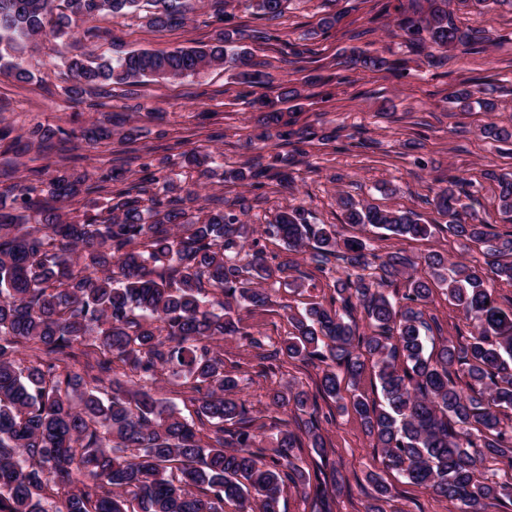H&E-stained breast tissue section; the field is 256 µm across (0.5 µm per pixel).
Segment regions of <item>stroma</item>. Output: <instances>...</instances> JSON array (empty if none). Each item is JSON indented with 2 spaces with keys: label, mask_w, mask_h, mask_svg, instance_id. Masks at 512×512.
I'll return each mask as SVG.
<instances>
[{
  "label": "stroma",
  "mask_w": 512,
  "mask_h": 512,
  "mask_svg": "<svg viewBox=\"0 0 512 512\" xmlns=\"http://www.w3.org/2000/svg\"><path fill=\"white\" fill-rule=\"evenodd\" d=\"M398 6L399 0H291L284 16L276 21V42L251 47L252 58L264 62L266 72L277 78H293L290 65L281 60L278 40L297 42L315 30L329 13L341 19L314 46L322 58L333 60L353 47L349 33L366 27L381 4ZM457 17L462 24H477L496 38L485 52L468 55L448 68L428 66L413 54L395 27H378L368 41L372 50L389 58L406 59L411 77L398 79L385 71L358 66L319 71L320 81L301 84L302 127L318 133L336 132V140L312 146L306 162L289 166L290 182L270 183L262 189L243 184L216 187L217 195L233 199L237 194L260 196L249 214L257 229H264L275 212L289 204L303 205L317 224L336 225L345 236L368 239L377 251L401 252L412 258L436 251L445 257L465 256L478 260L477 250L462 251L460 241L448 232L427 239H408L370 226L344 224L340 194L366 200L383 209L412 211L422 223L439 224L443 218L432 203L437 178L457 175L471 183L473 211L493 226L494 232L512 233V221L497 210L494 185L483 177L484 170L512 173V145L485 138L482 127L490 121L512 118V9L493 6L484 10L464 8ZM111 41H99L98 52L113 54L115 49H164L196 46L210 42L215 26L196 20L182 28L157 31L132 16L114 18ZM71 46L61 42L28 45L21 58L34 74L27 83H14L0 77V122L11 125L15 134H26L34 126L72 130L78 124L102 120L122 111L127 99L122 89L99 100L84 96L75 101L64 93L69 80L61 58ZM480 78L497 101L494 113L475 108L468 112L453 108L450 92L460 83ZM251 90L236 83L223 69L210 70L200 78L176 81H150L139 89L143 113L133 114L135 125L143 129L135 142L122 145L106 142L95 146L84 143L61 144L52 139L50 149L23 155L15 175L24 179L31 169L77 163L92 173L115 168L119 154L131 159L124 168L127 182L141 176L140 165L147 162L159 172L167 157V147L175 140L187 148L222 154L225 165L243 166L257 161L260 151L254 139V117L249 106ZM331 290L320 273L308 272L305 286L297 292L276 289L271 306L245 316L252 330L279 342L288 334V312L309 302L328 300ZM224 365L241 364L249 380L245 399L249 408L265 410L269 393L286 382L315 392L319 369L309 363L287 361L281 370L259 371L255 360L236 338L223 342ZM319 425L328 452L318 456L310 444H303L296 455L307 471L323 467L325 473L340 471L346 486L330 493V512H366L374 494L369 473H376L392 488L386 512H456L454 504L436 496L430 489L407 483L395 472L383 468L381 454L373 448L353 407L338 408L329 398H318Z\"/></svg>",
  "instance_id": "35a3bbf8"
}]
</instances>
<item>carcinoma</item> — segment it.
Here are the masks:
<instances>
[{
  "label": "carcinoma",
  "mask_w": 512,
  "mask_h": 512,
  "mask_svg": "<svg viewBox=\"0 0 512 512\" xmlns=\"http://www.w3.org/2000/svg\"><path fill=\"white\" fill-rule=\"evenodd\" d=\"M291 0H243L266 21L279 19ZM469 0H408L392 22L408 46L442 67L453 58L478 54L495 37L479 25L457 22L452 4ZM231 0H208L214 38L170 51L131 50L113 58L93 49L65 61L71 85L65 94L112 96L116 85L130 95L152 79L199 77L222 67L247 87L267 85L269 73L248 62L245 44L274 39L266 29L231 24ZM196 0H0V74L26 83L33 73L19 61L28 43L43 39H112L98 25L107 17L133 14L156 29L184 26L197 15ZM281 53L294 63H314L319 51L286 42ZM347 63L406 77L404 59L390 60L355 48ZM480 84L451 93L470 107ZM300 89L281 81L276 95L253 100L256 138L264 143L297 138L307 154L309 132L293 129L302 111ZM137 127L104 122L73 130L86 144L132 142ZM174 160L163 179L149 173L109 191L80 213L65 204L90 180L84 168L52 170L46 189L24 179L0 192V512H280L283 488L306 486L310 474L295 462L297 437L281 430L266 455L265 428L242 399L245 374L224 367L216 342L238 337L262 370L284 359L326 364L319 393L343 399L341 381L357 390L372 361L384 403L353 394V407L381 450L382 464L436 496L460 504L459 512H485L487 501L512 503V483L482 474L491 465L512 467V310L502 309L492 283H512V234L490 231L463 198L469 183L448 177L433 199L448 232L465 249L480 248L481 265L438 253L412 259L378 254L367 241L342 237L334 224H313L301 206L279 209L264 234L332 280L328 303L288 314L292 331L275 344L243 324L240 310L266 307L269 290H295L299 262L266 253L247 222L254 199L238 195L194 210L207 185L241 182L260 189L283 181L289 157L269 155L265 164L224 170L208 154L169 146ZM502 214L512 218V176L493 169ZM344 223L370 225L396 236L428 238L432 225L412 212L382 209L350 196L339 198ZM405 279L401 301L389 289ZM461 309L472 325L464 341L445 340L426 353L429 334L441 331L425 308L433 287ZM362 310L373 331L360 332ZM80 369H75L76 364ZM169 374L197 404L189 421L156 396L157 377ZM466 380V388L458 382ZM317 406L316 397L288 384L269 394L266 411ZM311 447L326 452L315 418L306 424ZM378 504L390 487L370 475Z\"/></svg>",
  "instance_id": "obj_1"
}]
</instances>
